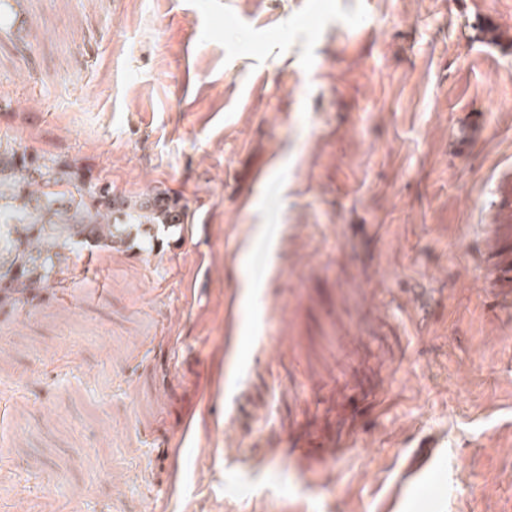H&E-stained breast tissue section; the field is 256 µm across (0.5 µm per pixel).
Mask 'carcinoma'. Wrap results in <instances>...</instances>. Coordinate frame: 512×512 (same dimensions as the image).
<instances>
[{"mask_svg": "<svg viewBox=\"0 0 512 512\" xmlns=\"http://www.w3.org/2000/svg\"><path fill=\"white\" fill-rule=\"evenodd\" d=\"M172 225L162 193L140 200L82 182L63 161L0 145V309H15L53 287L79 248L112 249Z\"/></svg>", "mask_w": 512, "mask_h": 512, "instance_id": "obj_1", "label": "carcinoma"}]
</instances>
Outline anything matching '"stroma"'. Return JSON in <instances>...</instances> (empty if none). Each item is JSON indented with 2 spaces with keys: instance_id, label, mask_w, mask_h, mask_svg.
<instances>
[{
  "instance_id": "1",
  "label": "stroma",
  "mask_w": 512,
  "mask_h": 512,
  "mask_svg": "<svg viewBox=\"0 0 512 512\" xmlns=\"http://www.w3.org/2000/svg\"><path fill=\"white\" fill-rule=\"evenodd\" d=\"M19 10L0 142L181 217L0 310V512H512V0Z\"/></svg>"
}]
</instances>
